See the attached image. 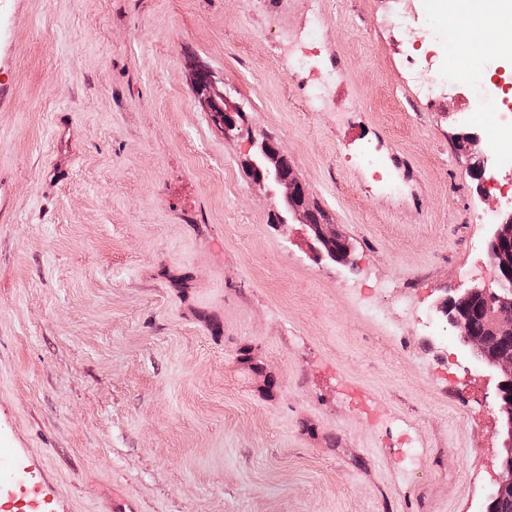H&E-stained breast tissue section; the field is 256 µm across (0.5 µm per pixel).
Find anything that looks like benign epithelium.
<instances>
[{
	"label": "benign epithelium",
	"instance_id": "obj_1",
	"mask_svg": "<svg viewBox=\"0 0 512 512\" xmlns=\"http://www.w3.org/2000/svg\"><path fill=\"white\" fill-rule=\"evenodd\" d=\"M192 83L199 101L215 114L224 135H233L238 130L236 117L241 115V110L228 109L224 92L218 89L214 76L206 69H196L192 74ZM285 159L287 155L280 143L263 137L256 140L255 155L245 162V166L254 183L275 189V198L283 203L287 211L286 215L280 217L281 223H287L290 214L297 217L301 223L309 225L321 256L339 264L347 263L350 246L336 231V225L309 223L308 215L312 211L310 189L295 173L286 175L282 172L281 163ZM496 212L498 218L488 232V239L496 244V248L488 255L496 272L495 285L502 288L504 282L512 278V208L498 207ZM494 295L497 296L498 305L490 314L489 330L500 339L512 340V284L509 285V294L499 296L490 286L458 288L448 301L468 298L488 300ZM443 316L448 329L462 336L472 346L475 355L483 353L486 336L472 333L469 321L455 309L443 313ZM487 365L501 372L502 381L497 384L500 410L509 415L512 413V392L506 390V386L512 384V348L498 353L494 359L487 361ZM494 494L512 499V466L502 469V478Z\"/></svg>",
	"mask_w": 512,
	"mask_h": 512
}]
</instances>
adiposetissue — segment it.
<instances>
[{
	"label": "adipose tissue",
	"instance_id": "1",
	"mask_svg": "<svg viewBox=\"0 0 512 512\" xmlns=\"http://www.w3.org/2000/svg\"><path fill=\"white\" fill-rule=\"evenodd\" d=\"M437 8L448 21V27L463 44L479 42L478 52L461 53L452 58V66L471 73H484L489 55L499 46L512 42V12L489 14L487 0H438Z\"/></svg>",
	"mask_w": 512,
	"mask_h": 512
}]
</instances>
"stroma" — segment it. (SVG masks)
<instances>
[{
    "label": "stroma",
    "mask_w": 512,
    "mask_h": 512,
    "mask_svg": "<svg viewBox=\"0 0 512 512\" xmlns=\"http://www.w3.org/2000/svg\"><path fill=\"white\" fill-rule=\"evenodd\" d=\"M434 0H0V446L59 512H479L497 378L441 325L491 284L512 129L420 99ZM215 76L238 134L199 104ZM479 136L471 154L459 136ZM283 146L351 246L271 219ZM379 149L401 183L361 161ZM500 159L472 178L477 155ZM487 221L477 220V211ZM288 160L280 143L268 137L256 140V151L245 166L254 183L261 187L275 189V198L280 200L287 213L280 216V222L287 224L288 215L297 217L307 224L317 243L318 253L329 260L345 264L350 254V246L345 238L336 231L335 224H311L308 215L312 211L309 187L294 172L286 176L281 163Z\"/></svg>",
    "instance_id": "stroma-1"
}]
</instances>
